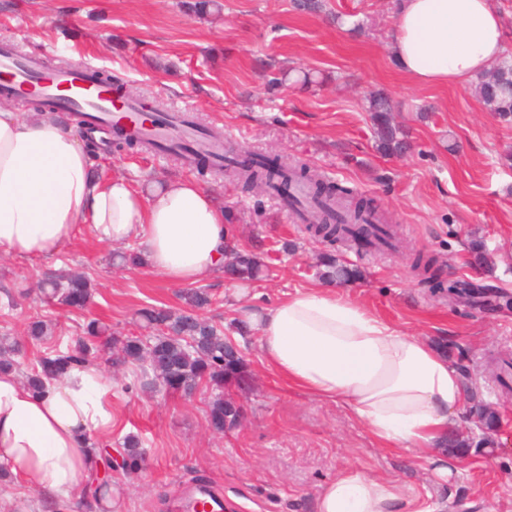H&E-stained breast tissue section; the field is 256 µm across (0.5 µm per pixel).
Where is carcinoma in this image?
Masks as SVG:
<instances>
[{
  "label": "carcinoma",
  "mask_w": 512,
  "mask_h": 512,
  "mask_svg": "<svg viewBox=\"0 0 512 512\" xmlns=\"http://www.w3.org/2000/svg\"><path fill=\"white\" fill-rule=\"evenodd\" d=\"M477 96L497 113L501 121L512 123V54L492 71L481 75L475 87ZM368 112L377 139V148L387 155H400L407 148L406 131L391 120L392 104L382 91L370 94ZM112 144L117 150L125 148L151 150L153 146L143 140L120 132L112 134ZM246 188L264 189L288 200L294 207L297 199L292 194L294 185L307 183L316 198L321 200V212L311 215L307 229L328 242L343 246H357L375 250L392 247V237L376 206L370 199L354 198L348 188L337 185L327 191L319 175L304 164L281 161L257 155L246 162L227 161L218 169ZM320 277L329 282L354 283L363 279L357 265H346L336 256L323 254L318 261ZM224 271L243 282L259 279L263 264L253 251L231 248L224 263ZM41 291L48 299L72 310H83L92 301L94 286L85 275L60 273L40 281ZM185 309L172 312L164 308H147L140 312L141 328L145 336H116L112 329L98 321L87 326V335L79 337L63 350L47 353L38 359L37 366L28 376L27 383L42 389L45 382L61 379L73 367L90 365L101 355L111 353L108 362L115 365L132 364L140 371V381L145 385H159L168 391L189 393L202 385L214 390L208 404L209 428L222 434L238 426L239 411L235 401L224 396V384L238 387L247 383L242 354L235 353L224 344V332L210 324L199 311L211 305L212 295L206 290H189L182 295ZM17 346L0 348V372L13 371L18 366ZM478 420L486 430L480 446L491 448V433L496 430L498 415L489 405L478 407ZM122 456L121 470L135 472L143 460L141 443L133 436L127 437L119 449ZM111 467V454L99 449V465L94 471V485L86 489V496L98 499L101 472Z\"/></svg>",
  "instance_id": "cac0c4a2"
}]
</instances>
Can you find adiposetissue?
I'll return each mask as SVG.
<instances>
[{"instance_id": "ef3b65f1", "label": "adipose tissue", "mask_w": 512, "mask_h": 512, "mask_svg": "<svg viewBox=\"0 0 512 512\" xmlns=\"http://www.w3.org/2000/svg\"><path fill=\"white\" fill-rule=\"evenodd\" d=\"M512 36L495 0H398L390 50L412 82L466 84L497 65ZM71 127L44 112L0 105V256L47 259L79 232L101 243L138 238L147 268L177 285L219 269L229 238L209 191L186 177L144 188L95 177ZM267 366L308 394L342 403L384 447L435 464L465 387L426 340L384 322L328 283L251 313ZM96 368L33 392L0 372V471L43 499L81 495L93 450L112 428ZM315 512H432L412 486L351 466L316 493Z\"/></svg>"}]
</instances>
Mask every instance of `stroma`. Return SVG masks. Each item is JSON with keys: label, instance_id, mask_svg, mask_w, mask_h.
<instances>
[{"label": "stroma", "instance_id": "stroma-1", "mask_svg": "<svg viewBox=\"0 0 512 512\" xmlns=\"http://www.w3.org/2000/svg\"><path fill=\"white\" fill-rule=\"evenodd\" d=\"M194 3L0 0V42L54 65L72 58L106 71L136 99L202 118L237 149L288 156L374 199L400 248L364 259L340 250L364 271L342 294L409 335L446 344L449 364L478 398L465 400L456 417L454 433L471 445L449 451L452 474L443 482L428 462L380 445L341 403L279 378L255 335L239 338L249 387L228 390L243 422L221 436L206 421L211 388L190 397L145 389L134 365L116 372L103 363L100 373L112 381V428L104 439L118 448L134 435L145 452L139 472L113 476L123 491L120 512H178L186 487L200 481L222 492L232 512H314L320 486L351 464L376 478L407 480L439 512H512V396L495 380L496 358L512 354V308L454 303L431 293L411 267L420 252L437 257L439 281L467 280L512 295V167L505 163L512 126L499 122L473 85H419L397 69L389 48L395 0H323L317 12L298 9L295 0H214L203 13ZM377 90L392 98L395 122L410 133L412 147L401 156L375 149L366 98ZM96 170L136 183L189 176L210 190L229 214L238 249L261 253L268 266L249 286L253 308L319 283L316 262L326 245L279 198L172 164L159 151L106 150ZM475 240L485 243L490 266L473 264ZM138 246L135 238L103 244L81 234L52 258H0V339L21 343L18 375L81 336L90 319L131 336L139 332L140 309L181 307V286L120 265V253ZM61 267L93 280L87 311L42 300L39 273ZM197 285L216 298L208 317L235 337L232 322L243 313L232 283L215 271ZM43 316L54 331L31 340L27 327ZM478 401L498 412L491 449L480 447L483 432L471 416Z\"/></svg>", "mask_w": 512, "mask_h": 512}]
</instances>
